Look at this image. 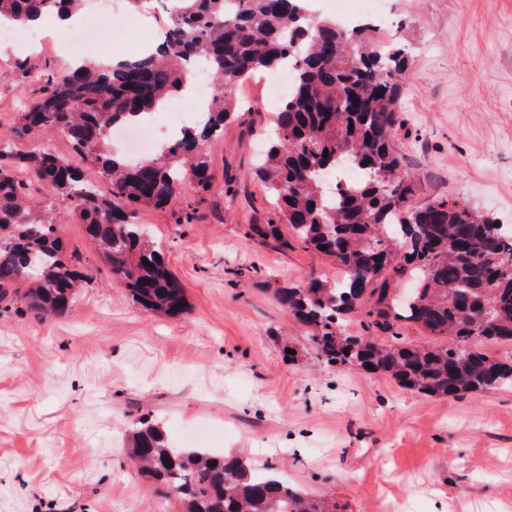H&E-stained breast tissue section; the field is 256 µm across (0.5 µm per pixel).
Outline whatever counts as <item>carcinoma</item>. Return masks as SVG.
<instances>
[{
	"label": "carcinoma",
	"mask_w": 512,
	"mask_h": 512,
	"mask_svg": "<svg viewBox=\"0 0 512 512\" xmlns=\"http://www.w3.org/2000/svg\"><path fill=\"white\" fill-rule=\"evenodd\" d=\"M82 2L0 0V15L22 27ZM307 2L165 0L168 21L156 47L110 66L75 60L49 71L30 55L15 59L19 74L43 86L16 113L13 138L0 141V303L16 299L37 315L61 316L91 283L58 234L52 203L61 199L134 303L152 316L186 314L185 288L162 260L161 245L130 218L139 208L167 207L189 184L202 202L214 182L202 142L224 133L234 117L233 89L292 64L288 94L272 113L274 138L255 168L273 217L249 225L247 235L320 251L345 278L278 288L279 308L307 328L328 366L361 369L440 399L512 384V364L478 346L512 338V234L461 199L417 200L393 142L407 40L377 43L367 36L371 23L346 30L313 15ZM197 61L213 82L205 119L139 162L98 153L114 127L181 97ZM57 132L109 184L108 194L46 147ZM346 170L361 180L342 186ZM37 196L42 206L34 211L28 204ZM404 281L414 282L407 294L399 291ZM355 319L386 337L347 332ZM403 322L441 342H406ZM128 454L155 492L180 502L183 512L338 510L334 501L289 487L272 467L254 469L243 455L174 448L148 421L133 431Z\"/></svg>",
	"instance_id": "cac0c4a2"
}]
</instances>
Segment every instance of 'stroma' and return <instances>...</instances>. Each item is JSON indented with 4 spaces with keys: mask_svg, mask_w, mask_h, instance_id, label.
<instances>
[{
    "mask_svg": "<svg viewBox=\"0 0 512 512\" xmlns=\"http://www.w3.org/2000/svg\"><path fill=\"white\" fill-rule=\"evenodd\" d=\"M318 16L385 13L412 44L395 145L418 198H462L512 227V0H310ZM0 54V136L36 81ZM269 107H242L208 144L214 183L194 223L139 210L187 290L178 319L147 316L69 205L53 216L92 276L65 316L0 305V512H181L128 464L141 417L169 442L220 427L213 454L277 468L340 512H512V387L441 400L309 348L274 290L331 260L247 237L272 206L253 164Z\"/></svg>",
    "mask_w": 512,
    "mask_h": 512,
    "instance_id": "obj_1",
    "label": "stroma"
}]
</instances>
